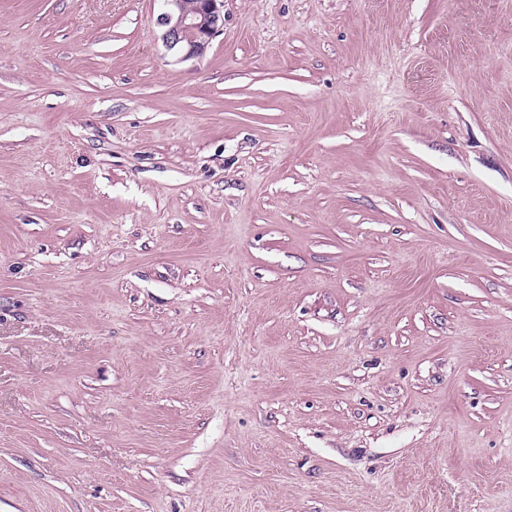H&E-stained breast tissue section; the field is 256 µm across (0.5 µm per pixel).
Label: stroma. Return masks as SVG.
Instances as JSON below:
<instances>
[{"instance_id": "35a3bbf8", "label": "stroma", "mask_w": 512, "mask_h": 512, "mask_svg": "<svg viewBox=\"0 0 512 512\" xmlns=\"http://www.w3.org/2000/svg\"><path fill=\"white\" fill-rule=\"evenodd\" d=\"M0 0V512H512V0ZM163 7L157 23L165 47L179 60L202 57L224 29V0H195L193 8L185 0H163Z\"/></svg>"}]
</instances>
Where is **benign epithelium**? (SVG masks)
Returning a JSON list of instances; mask_svg holds the SVG:
<instances>
[{"label":"benign epithelium","mask_w":512,"mask_h":512,"mask_svg":"<svg viewBox=\"0 0 512 512\" xmlns=\"http://www.w3.org/2000/svg\"><path fill=\"white\" fill-rule=\"evenodd\" d=\"M157 23L172 55L180 60L199 58L224 29V0H195L192 8L185 0H163Z\"/></svg>","instance_id":"benign-epithelium-1"}]
</instances>
